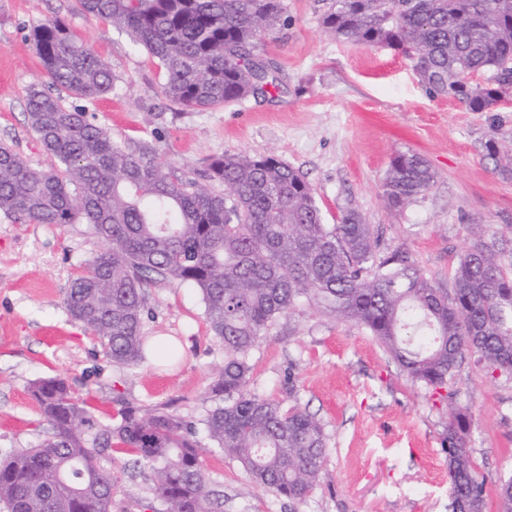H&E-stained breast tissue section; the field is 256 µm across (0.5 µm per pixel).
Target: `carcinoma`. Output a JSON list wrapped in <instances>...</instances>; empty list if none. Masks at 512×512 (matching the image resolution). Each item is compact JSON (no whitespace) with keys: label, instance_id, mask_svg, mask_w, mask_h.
Instances as JSON below:
<instances>
[{"label":"carcinoma","instance_id":"carcinoma-1","mask_svg":"<svg viewBox=\"0 0 512 512\" xmlns=\"http://www.w3.org/2000/svg\"><path fill=\"white\" fill-rule=\"evenodd\" d=\"M91 16L125 29L164 71L162 94L209 109L279 90L259 44L285 25L282 0H77ZM324 27L351 44L392 48L432 96L474 112H500L512 97V0H328ZM42 69L57 93L33 88L29 127L60 170L31 167L0 146V211L35 224H89L105 249L68 289L71 318L96 336L112 362L146 357L144 290L156 280L191 284L210 330L224 343L214 406L199 423L126 406L102 425L66 380L34 384L51 435L0 460L3 512H112L115 450L152 471V512H224L199 464L198 434L241 462L253 481L302 503L324 469L327 439L311 413L248 389L251 350L268 325L300 302L363 325L414 383L450 389L467 358L490 375L512 374V266L494 241L464 251L441 287L381 228L353 208L324 224L313 189L273 156L214 158L206 183L165 170L157 149L128 152L65 96L112 91L108 63L60 20L33 26ZM485 83H468L470 75ZM498 125L486 156L512 176ZM436 173L418 152H396L384 182L389 206L424 194ZM467 409L451 408L445 441L452 512H486V483L472 461ZM500 512H512V476L498 479Z\"/></svg>","mask_w":512,"mask_h":512}]
</instances>
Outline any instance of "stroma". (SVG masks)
<instances>
[{
	"label": "stroma",
	"mask_w": 512,
	"mask_h": 512,
	"mask_svg": "<svg viewBox=\"0 0 512 512\" xmlns=\"http://www.w3.org/2000/svg\"><path fill=\"white\" fill-rule=\"evenodd\" d=\"M283 3L287 26L259 49L277 66L280 91L193 111L161 94L163 71L125 30L84 14L77 0H0V145L34 168L59 166L31 131L25 102L30 87L49 86L30 30L60 19L110 64L114 89L87 106L126 149L153 143L169 171L195 180L227 153L276 156L311 185L324 223L355 208L444 288L476 240L472 225H488L511 261L512 178L485 155L490 113L430 96L393 49L335 39L322 25L324 0ZM407 148L437 179L395 210L383 180L393 154ZM103 248L91 225L33 224L0 211V458L50 435L32 396L44 378H65L107 423L127 403L194 422L212 406L224 347L196 288L159 281L145 290L143 331L176 345L174 368L152 358L114 364L71 319L66 291ZM249 361V390L315 414L329 452L319 481L296 504L254 485L237 460L204 444L202 471L223 493L224 512H452L443 445L452 404L471 415L468 446L488 489L512 475V378L490 380L474 361L456 373L452 400L440 399L412 382L365 327L304 303L268 327ZM101 462L112 470V512H140L139 502L152 497L149 475L132 473L121 453H104Z\"/></svg>",
	"instance_id": "stroma-1"
}]
</instances>
